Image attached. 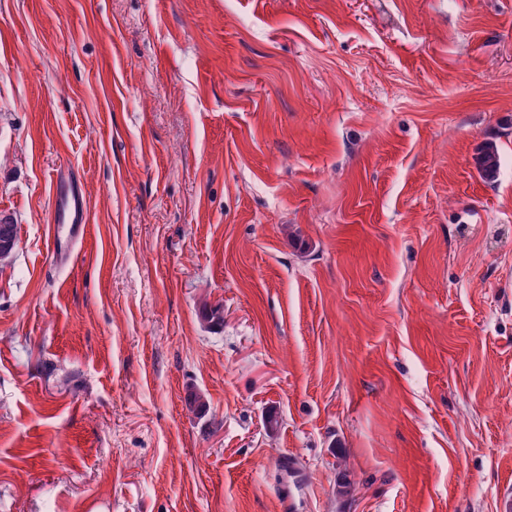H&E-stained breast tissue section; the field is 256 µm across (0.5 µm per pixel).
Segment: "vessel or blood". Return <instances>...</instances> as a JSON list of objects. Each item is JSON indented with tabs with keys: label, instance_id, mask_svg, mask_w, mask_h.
Wrapping results in <instances>:
<instances>
[{
	"label": "vessel or blood",
	"instance_id": "1",
	"mask_svg": "<svg viewBox=\"0 0 512 512\" xmlns=\"http://www.w3.org/2000/svg\"><path fill=\"white\" fill-rule=\"evenodd\" d=\"M58 206L48 226L56 253L70 257L88 222L89 206L85 195L73 178L64 176L56 182Z\"/></svg>",
	"mask_w": 512,
	"mask_h": 512
}]
</instances>
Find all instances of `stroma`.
<instances>
[{
    "mask_svg": "<svg viewBox=\"0 0 512 512\" xmlns=\"http://www.w3.org/2000/svg\"><path fill=\"white\" fill-rule=\"evenodd\" d=\"M1 211L0 512L512 494V0H0ZM476 166L481 178L488 182H495L500 174V152L496 142L486 140L478 148L475 158ZM55 192L58 207L52 224L48 225V234L53 239L55 253L66 259L71 256L81 230L82 236L85 232L89 206L78 183L70 176L57 180Z\"/></svg>",
    "mask_w": 512,
    "mask_h": 512,
    "instance_id": "stroma-1",
    "label": "stroma"
}]
</instances>
